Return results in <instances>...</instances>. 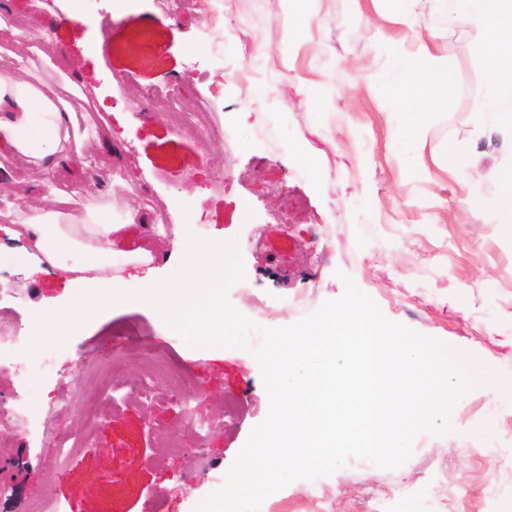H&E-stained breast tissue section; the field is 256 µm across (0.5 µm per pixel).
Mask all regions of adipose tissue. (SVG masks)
<instances>
[{"label": "adipose tissue", "mask_w": 512, "mask_h": 512, "mask_svg": "<svg viewBox=\"0 0 512 512\" xmlns=\"http://www.w3.org/2000/svg\"><path fill=\"white\" fill-rule=\"evenodd\" d=\"M433 11L444 22L459 12H469L479 31L494 27L512 29V0H432ZM451 63L434 55L427 45L416 52L393 50L390 55V79L394 88H405L413 75L444 85ZM77 116L69 106H56L41 91L28 84L0 76V153H18L42 168L57 165L69 155H82L87 134L77 133ZM52 209L37 207L16 209L15 239L24 243L22 259L33 260L37 269L56 278L104 295L117 303L129 302L151 309L162 321L184 318L201 311L195 335L197 342L211 343L230 335L234 316L224 309L221 288L224 279L223 254L210 253L207 245L183 234L172 241L180 255L183 276L171 287L156 286L149 265L150 251L138 248L115 263L114 240L122 226L107 222L97 206L87 208L81 224L61 223V208L70 204L74 194L50 186ZM145 268L143 286L138 294L125 296L127 268Z\"/></svg>", "instance_id": "1"}]
</instances>
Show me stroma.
Masks as SVG:
<instances>
[{
	"label": "stroma",
	"instance_id": "stroma-1",
	"mask_svg": "<svg viewBox=\"0 0 512 512\" xmlns=\"http://www.w3.org/2000/svg\"><path fill=\"white\" fill-rule=\"evenodd\" d=\"M10 5L15 31H0V74L52 91L80 124L103 128L63 85L77 70L124 115L112 128L123 150L89 143L98 202L113 223H124L125 209H143L136 187L151 183L168 211L185 214L192 235L236 240L248 275L228 298L256 324L298 322L341 298L348 276L388 320L512 377V239L500 231L498 185L512 139L480 123L489 54L468 15L444 24L430 0H413L409 29L393 0H184L172 14L156 0H69L78 26L50 31L18 74L16 34L45 9L40 0ZM97 40L101 59L85 58L81 43ZM214 41L223 58L211 56ZM399 41L412 52L428 43L448 58L460 87L436 110L423 151L447 155L448 167L427 177L393 105L385 47ZM253 56L260 77L245 87L234 69ZM150 88L182 92L180 113L140 111L135 99ZM201 96L213 111H198ZM4 166L19 199L49 207L34 165L12 156ZM20 250V241L0 240V317L23 338L0 371V398L22 368L46 358L51 366L29 383V425L0 423V512H26L35 496L50 497L58 512H195L268 415L252 354L259 335L245 349L190 347L148 309L117 308L31 274ZM58 311L71 312V328L62 342H43V317ZM143 340L192 377L180 399L128 395L120 411L96 417L90 393L55 414L80 356L107 357ZM46 427L86 440L49 486L39 479ZM453 427L442 437L419 434L400 467L352 459L331 475L291 482L260 512H512V400L475 388L456 404Z\"/></svg>",
	"mask_w": 512,
	"mask_h": 512
}]
</instances>
